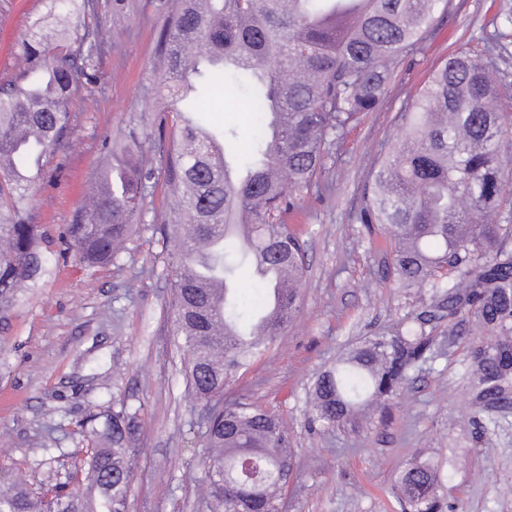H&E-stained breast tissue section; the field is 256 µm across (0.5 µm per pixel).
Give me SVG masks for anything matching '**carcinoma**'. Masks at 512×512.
<instances>
[{
	"label": "carcinoma",
	"mask_w": 512,
	"mask_h": 512,
	"mask_svg": "<svg viewBox=\"0 0 512 512\" xmlns=\"http://www.w3.org/2000/svg\"><path fill=\"white\" fill-rule=\"evenodd\" d=\"M447 0H178L160 31L161 112L174 132L157 169L125 133L133 153L99 177L88 211L65 238L89 269L112 264L132 236L148 183L159 177L173 200L179 252L174 288L178 347L187 388L200 405L207 512H284L282 474L293 472L281 416L250 403H224V389L270 350L297 310L306 268L303 246L281 215L292 195L321 187L326 160L345 129L377 111L401 58L419 48ZM55 23L20 43L29 82L0 89V321L46 272L42 225L31 207L42 170L71 129L73 101L97 82L109 29L91 22L86 0H51ZM496 44L457 52L433 72L400 114L402 140L383 160L356 220L383 226L401 283L427 286L422 305L455 329L470 322L495 337L472 351L477 399L512 390V233L505 197L512 164L506 94L494 76ZM243 91L252 145L245 178L231 179L212 155L236 167L243 136L186 122L184 87L219 81ZM272 264L287 279L260 278L256 316L244 309L239 266ZM206 281L224 284L214 307ZM435 340L409 323L349 347L317 378L312 418L334 428L361 408L397 393ZM81 424L88 448L69 492L16 479L0 491V512H127L138 410L109 399ZM445 475L427 459L400 463L392 493L407 512H443Z\"/></svg>",
	"instance_id": "carcinoma-1"
}]
</instances>
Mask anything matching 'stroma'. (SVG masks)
Returning a JSON list of instances; mask_svg holds the SVG:
<instances>
[{
    "label": "stroma",
    "mask_w": 512,
    "mask_h": 512,
    "mask_svg": "<svg viewBox=\"0 0 512 512\" xmlns=\"http://www.w3.org/2000/svg\"><path fill=\"white\" fill-rule=\"evenodd\" d=\"M112 39L100 82L72 106L70 135L47 165L32 204L48 272L0 324V489L16 474L29 485L68 481L87 443L79 422L103 397L138 409L128 512H202L204 450L198 403L185 388L174 345L173 205L152 189L118 263L90 270L68 250L67 224L86 203L87 183L123 157L136 127L160 156L155 110L161 67L157 34L174 0H92ZM49 0H0V84L18 78L16 53ZM512 0H448L418 51L402 57L385 104L348 130L326 163L329 188L285 217L301 237L306 271L294 319L251 371L224 394L282 414L296 467L285 512H402L391 494L402 460L433 458L446 475L448 512H512V401L479 406L469 388V341L447 320L425 322L437 341L397 395L325 429L308 401L317 376L364 337L394 330L421 312L414 289L398 282L381 231L353 220L399 115L448 55L498 34L501 83L512 94ZM212 128L246 127L239 95L207 102Z\"/></svg>",
    "instance_id": "1"
}]
</instances>
